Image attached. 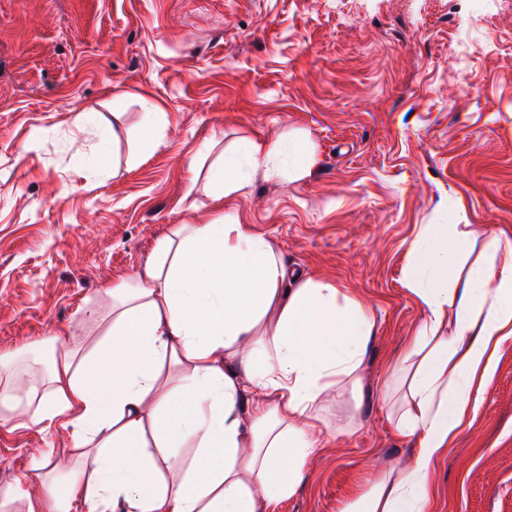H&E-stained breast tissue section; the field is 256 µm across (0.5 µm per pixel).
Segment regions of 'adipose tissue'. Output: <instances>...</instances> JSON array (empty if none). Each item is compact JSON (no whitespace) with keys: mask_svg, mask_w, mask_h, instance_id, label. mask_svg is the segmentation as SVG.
<instances>
[{"mask_svg":"<svg viewBox=\"0 0 512 512\" xmlns=\"http://www.w3.org/2000/svg\"><path fill=\"white\" fill-rule=\"evenodd\" d=\"M283 150L289 178L316 163L310 139L286 149L250 140L214 172L218 195ZM478 236L424 224L407 253L406 286L427 318L395 371L393 407L417 453L348 512H424L435 462L512 339V244L489 238L499 264L452 270ZM110 296L101 338L57 351L39 397L20 400L14 366L0 360V420L19 410L33 426L63 419L85 451L66 484L34 497L22 476L6 498L28 499V512H266L293 495L321 444V398L358 383L375 334L359 299L333 278L289 271L266 238L226 219L175 225Z\"/></svg>","mask_w":512,"mask_h":512,"instance_id":"ef3b65f1","label":"adipose tissue"}]
</instances>
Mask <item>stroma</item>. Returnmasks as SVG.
Listing matches in <instances>:
<instances>
[{"label": "stroma", "instance_id": "stroma-1", "mask_svg": "<svg viewBox=\"0 0 512 512\" xmlns=\"http://www.w3.org/2000/svg\"><path fill=\"white\" fill-rule=\"evenodd\" d=\"M158 144L145 148V112ZM310 135L317 161L213 198L246 140ZM247 224L290 270L327 274L376 334L356 390L321 406L325 446L270 512H345L417 451L383 383L426 313L405 286L423 224L512 242V0H0V356L97 334L113 284L177 224ZM50 460L82 465L60 423L0 424V491ZM427 512H512V340L435 464Z\"/></svg>", "mask_w": 512, "mask_h": 512}]
</instances>
